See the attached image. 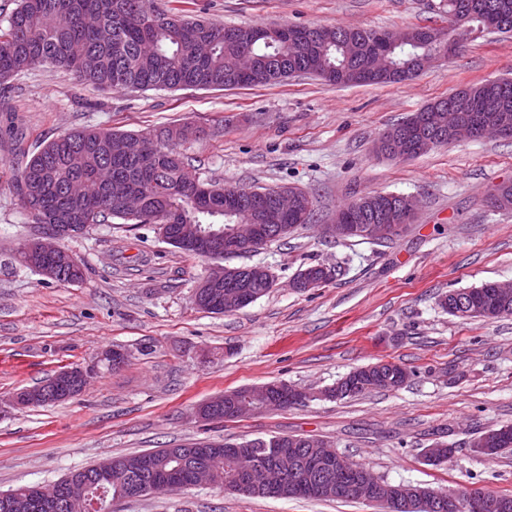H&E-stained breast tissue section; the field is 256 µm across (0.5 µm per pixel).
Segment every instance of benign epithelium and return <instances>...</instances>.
Masks as SVG:
<instances>
[{"label": "benign epithelium", "instance_id": "obj_1", "mask_svg": "<svg viewBox=\"0 0 512 512\" xmlns=\"http://www.w3.org/2000/svg\"><path fill=\"white\" fill-rule=\"evenodd\" d=\"M440 48L437 52L425 56L419 61V68L425 69L429 63L440 56L451 54L456 48V39L439 35ZM454 105H448V138L452 142L461 139H479L487 134L508 138L512 136V120L505 114H499L486 120L467 121L462 113L453 111ZM116 147L128 153H140L146 146L142 136H128L114 139ZM378 153L390 158L406 159L411 153L398 146L395 135L383 134L375 145ZM273 213L280 217H288V208L293 204L294 196L286 188H280L271 194ZM400 216L390 211L383 216L381 224H329L327 232L333 237L360 235L374 240L391 229H404L406 225L398 223ZM162 237L173 243L183 242L194 246H202L210 252H220L224 256L241 253L246 248L255 247L261 238L262 230L258 224H228L217 230L202 224H176L174 234H169V225H159ZM80 233L74 224H56L53 229L42 236L25 241L19 252L28 256L30 266L44 277H52L58 268L80 267L79 261L69 251L59 245V241L68 236ZM201 296L204 300L221 299L224 292V266L213 264L200 284ZM109 359L117 364H124L129 359V353L110 348L101 352L95 360L87 365L67 367L46 380V385L27 388L7 400V404L21 410L40 404L49 394H54L60 401H66L81 394L88 385L91 375L97 370L101 361ZM245 404L253 410L277 408L283 404L269 393L267 387L250 388L246 393ZM243 404V405H245ZM238 405V409H243ZM274 462L256 456L244 457L245 464L238 468L232 486L241 493L249 494L269 490L283 483L281 474L288 471V462L294 458L291 448L272 449ZM103 469L99 477L101 487L112 483H120L125 474L121 472L124 465L108 458L101 461ZM170 467L157 465L147 458L141 464V469L152 473L149 483H130L126 485L125 496L135 498L154 491L156 488H191L211 485L205 472L199 467L188 466V457L174 453L168 459ZM325 470L341 478L351 472L356 473L354 482L348 487L347 493L355 498L375 505H381L390 512H421L427 507L430 491L405 484H385L378 476L366 467L347 460L335 449L327 446L314 454L310 464L300 470L297 482L304 485L311 476ZM91 485L84 476L69 475L49 487L37 485L33 493L26 498L9 491L0 493V512H22L28 507L39 506L48 512L60 508L63 512H92L89 491ZM448 512H512V501L491 495L485 491H450L448 492Z\"/></svg>", "mask_w": 512, "mask_h": 512}]
</instances>
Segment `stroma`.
I'll return each instance as SVG.
<instances>
[{
  "label": "stroma",
  "instance_id": "35a3bbf8",
  "mask_svg": "<svg viewBox=\"0 0 512 512\" xmlns=\"http://www.w3.org/2000/svg\"><path fill=\"white\" fill-rule=\"evenodd\" d=\"M438 0H157L223 26L283 24L373 30L439 26ZM512 79V35L476 32L465 47L412 80L338 86L299 75L241 89L100 90L65 70L38 67L0 82V399L115 345L125 365L99 366L80 395L0 414V491L49 485L117 455L176 448L195 439L313 435L375 475L435 490L512 493V451L486 456L474 444L512 424V316L461 319L443 294L512 282V211L491 207L512 181V139L488 136L437 146L408 159L374 144L455 89ZM192 124L181 149L201 178L250 189L310 192V224L233 265L268 267L275 288L231 313L198 309L192 294L208 263L165 242L153 224L116 219L62 247L86 266L60 284L17 254L41 234L16 194L15 138L30 152L72 129L125 133ZM413 197L408 229L385 243L329 236L339 209L370 193ZM307 264L331 267L324 287L291 283ZM153 342L155 351L139 347ZM390 360L413 372L398 390L204 422L196 404L274 379L315 391L352 369ZM454 453L433 466L434 442ZM112 512H382L362 501L252 498L218 487L114 501Z\"/></svg>",
  "mask_w": 512,
  "mask_h": 512
}]
</instances>
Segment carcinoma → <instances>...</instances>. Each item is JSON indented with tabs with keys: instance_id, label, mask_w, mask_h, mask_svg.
<instances>
[{
	"instance_id": "obj_1",
	"label": "carcinoma",
	"mask_w": 512,
	"mask_h": 512,
	"mask_svg": "<svg viewBox=\"0 0 512 512\" xmlns=\"http://www.w3.org/2000/svg\"><path fill=\"white\" fill-rule=\"evenodd\" d=\"M437 11L458 40L474 32L512 33V0H440ZM289 25L265 27V36L249 42L236 28L188 18L175 9H161L154 0H18L0 21V81L32 69L33 63L70 71L84 84L102 90L224 88L274 85L292 73L313 75L339 85L399 83L415 77L412 64L429 49L421 29L404 32V42L386 52V75L371 77L370 45L378 34L363 29L357 38L338 27L297 26L292 38L279 36ZM470 100L462 112L506 113L512 117V79H496L469 86ZM172 128L147 130L157 142L139 159L112 156V140L120 133L83 127L48 142L32 154L16 176L22 208L33 223L105 224L117 218L132 224H237L255 218L247 189L199 181L210 199L200 197L187 181L190 168L180 144L170 138ZM298 209L286 223L310 222L314 200L297 190ZM141 200L138 217L129 219L118 206L124 197ZM399 203L392 194L368 195L337 211L349 224H373L379 213ZM242 276L257 297L271 290L268 268L242 266ZM471 303L468 317L495 320L512 315V298L494 299L484 283L448 292L441 307L455 297ZM413 372L388 361L361 366L338 380L329 398L343 400L372 390L393 391ZM287 447L305 461L320 448L312 436L285 435ZM203 454L197 464L214 461L213 482L231 481L240 464L233 449L240 443H192ZM499 453L512 448V425L499 428L490 445ZM123 498L115 486L96 497V512H112Z\"/></svg>"
}]
</instances>
